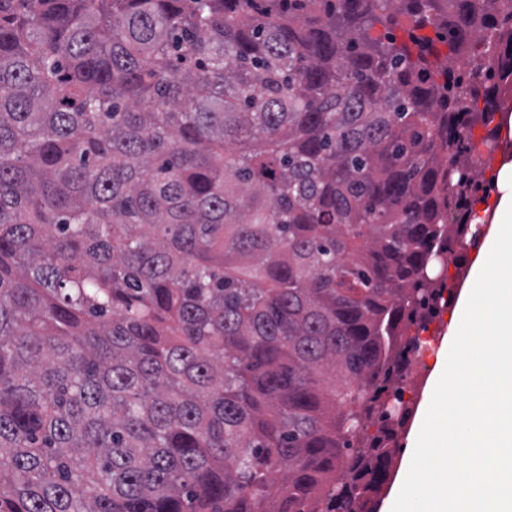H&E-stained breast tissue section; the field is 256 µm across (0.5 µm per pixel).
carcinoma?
I'll list each match as a JSON object with an SVG mask.
<instances>
[{"mask_svg":"<svg viewBox=\"0 0 512 512\" xmlns=\"http://www.w3.org/2000/svg\"><path fill=\"white\" fill-rule=\"evenodd\" d=\"M511 97L512 0H0V512H372Z\"/></svg>","mask_w":512,"mask_h":512,"instance_id":"cac0c4a2","label":"carcinoma"}]
</instances>
